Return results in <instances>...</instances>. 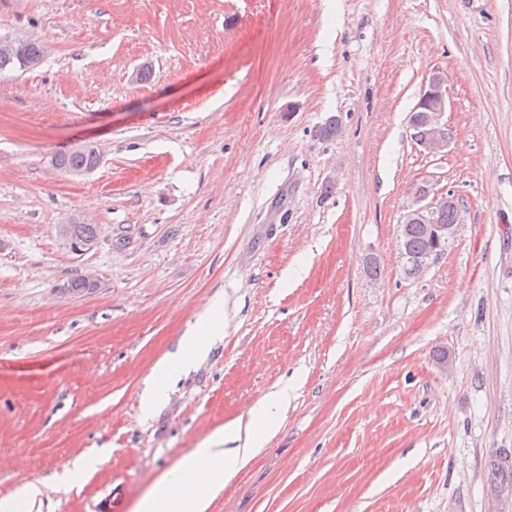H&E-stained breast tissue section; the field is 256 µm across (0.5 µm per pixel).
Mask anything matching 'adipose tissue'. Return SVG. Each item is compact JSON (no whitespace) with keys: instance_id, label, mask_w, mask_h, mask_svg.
I'll return each mask as SVG.
<instances>
[{"instance_id":"ef3b65f1","label":"adipose tissue","mask_w":512,"mask_h":512,"mask_svg":"<svg viewBox=\"0 0 512 512\" xmlns=\"http://www.w3.org/2000/svg\"><path fill=\"white\" fill-rule=\"evenodd\" d=\"M224 334V304L214 300L184 336L177 353L165 355L154 365L141 395L143 415L149 416L168 397L175 379L204 356L209 343ZM288 406V391L270 392L249 411L247 425H225L219 432L220 447L202 443L180 460L141 501L138 512H207L225 483L263 447L278 417ZM244 448H235L237 439Z\"/></svg>"}]
</instances>
